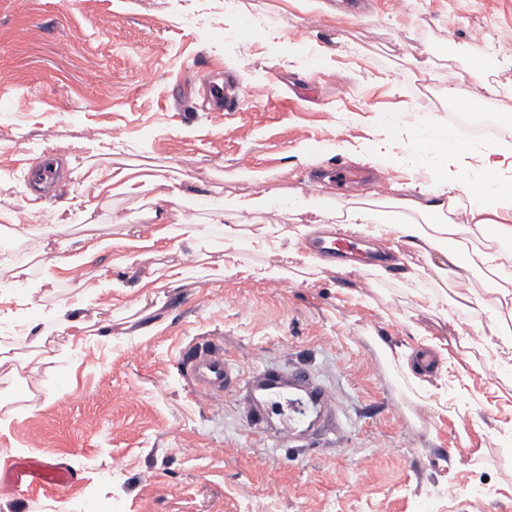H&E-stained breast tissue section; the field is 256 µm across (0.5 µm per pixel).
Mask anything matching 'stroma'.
Masks as SVG:
<instances>
[{
	"instance_id": "1",
	"label": "stroma",
	"mask_w": 512,
	"mask_h": 512,
	"mask_svg": "<svg viewBox=\"0 0 512 512\" xmlns=\"http://www.w3.org/2000/svg\"><path fill=\"white\" fill-rule=\"evenodd\" d=\"M508 35L512 0H370L358 14L339 0H27L22 12L0 0V349L50 354L37 371H0V472L38 458L74 476L59 488L0 483V512H425L451 484L439 512H512V358L468 335L482 312L442 318L398 267L344 273L247 249L242 271L212 280L165 241L126 262L120 242L149 234L152 205L110 186L117 166L177 172L194 201L185 214L201 220L262 177L284 204L241 217L242 230L324 226L374 248L286 199L388 211L425 175L375 154L399 146L415 114L447 123V86L464 106L512 114V57L486 98L466 58L445 50L452 40L493 54ZM193 57L206 77L184 72ZM228 75L245 99L238 112L200 96ZM387 113L401 124L377 134ZM49 153L63 170L54 195L31 178ZM339 166L375 174L371 191L325 179ZM89 224L116 247L55 269L29 304L42 247L77 255ZM271 262L281 279L259 277ZM160 264L189 275L141 287ZM103 280L110 290L80 301ZM63 305L90 324L85 344L52 319ZM390 346L431 351L427 377L412 380ZM208 347L244 376L309 373L335 395L337 429L282 443L236 396L189 389L186 359Z\"/></svg>"
}]
</instances>
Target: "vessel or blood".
I'll return each mask as SVG.
<instances>
[{
  "mask_svg": "<svg viewBox=\"0 0 512 512\" xmlns=\"http://www.w3.org/2000/svg\"><path fill=\"white\" fill-rule=\"evenodd\" d=\"M232 370L222 351L201 349L192 354L186 378L192 390L220 398L231 384ZM247 385L253 416H264L269 404L286 403L288 415L276 431L281 440H295L303 431L324 422L328 412L336 408L330 391L307 376L261 371L248 378ZM71 479L68 470L44 461H19L8 471L9 485L18 490L45 485L64 486Z\"/></svg>",
  "mask_w": 512,
  "mask_h": 512,
  "instance_id": "obj_1",
  "label": "vessel or blood"
}]
</instances>
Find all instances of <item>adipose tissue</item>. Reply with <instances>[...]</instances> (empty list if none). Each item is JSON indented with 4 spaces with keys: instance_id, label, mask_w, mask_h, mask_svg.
I'll return each instance as SVG.
<instances>
[{
    "instance_id": "1",
    "label": "adipose tissue",
    "mask_w": 512,
    "mask_h": 512,
    "mask_svg": "<svg viewBox=\"0 0 512 512\" xmlns=\"http://www.w3.org/2000/svg\"><path fill=\"white\" fill-rule=\"evenodd\" d=\"M447 135V129L427 115L418 114L399 151L382 154L381 163L401 162L424 170L429 176L428 181L412 184L409 196L393 200L402 222L386 223L377 211L362 206L348 207L344 221L379 240L436 254L438 261L432 264L427 277H420L414 269L405 272L406 281L413 287L422 288L429 283L447 287L452 276L461 270L475 275L486 271L504 275V282L495 286V303L486 313L485 325L490 328L502 322L504 311L512 312V176H504L492 151H481L468 143L454 148L444 146L442 140ZM113 179L121 183L123 190L149 194L154 203L188 200L180 180L173 177L158 174L128 179L119 172ZM274 206L272 193L259 189L225 197L211 208L209 222L224 227V259L211 269L213 279L237 272L242 245L262 253L283 246L296 249L299 236L288 229L272 241L263 233L243 239L238 217L267 214ZM168 239L187 247L197 260H207L211 242L204 226L165 210L156 213L150 235L133 240L132 246L144 249Z\"/></svg>"
}]
</instances>
